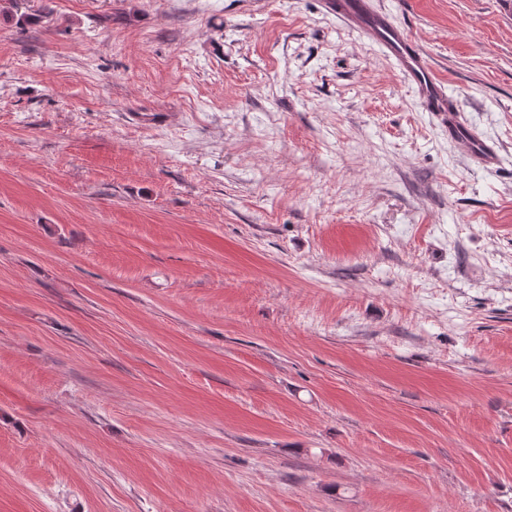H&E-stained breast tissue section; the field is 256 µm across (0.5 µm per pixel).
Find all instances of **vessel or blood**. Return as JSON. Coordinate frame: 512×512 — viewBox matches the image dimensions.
I'll list each match as a JSON object with an SVG mask.
<instances>
[{
	"label": "vessel or blood",
	"instance_id": "vessel-or-blood-1",
	"mask_svg": "<svg viewBox=\"0 0 512 512\" xmlns=\"http://www.w3.org/2000/svg\"><path fill=\"white\" fill-rule=\"evenodd\" d=\"M324 7L329 14L357 30L382 51L409 81L425 109L447 127L449 137L466 146L473 164L483 168L498 165L499 150L496 144L472 129L418 44L386 12L372 7L369 0H324Z\"/></svg>",
	"mask_w": 512,
	"mask_h": 512
}]
</instances>
